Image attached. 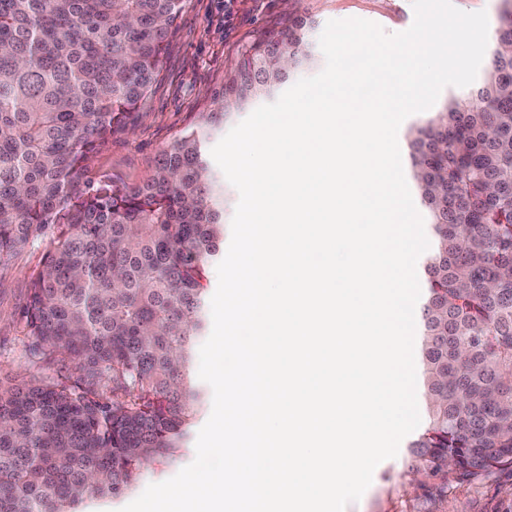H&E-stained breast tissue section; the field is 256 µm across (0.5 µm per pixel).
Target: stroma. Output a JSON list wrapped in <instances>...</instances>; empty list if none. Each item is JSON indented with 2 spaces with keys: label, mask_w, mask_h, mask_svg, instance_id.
Segmentation results:
<instances>
[{
  "label": "stroma",
  "mask_w": 512,
  "mask_h": 512,
  "mask_svg": "<svg viewBox=\"0 0 512 512\" xmlns=\"http://www.w3.org/2000/svg\"><path fill=\"white\" fill-rule=\"evenodd\" d=\"M236 9L228 25L224 0H185L145 110L133 113L96 145L89 162L90 180L107 176L127 185L143 181L160 152L195 123L199 113L211 110L213 95L223 84L224 71L239 46L286 26L289 18L311 20L315 38L331 19L363 18L390 33L408 29L414 19L411 0H237ZM51 239L48 233L40 236L0 266V390L76 372L68 361H38L26 335L30 279L40 268ZM194 458V448H186L164 471H145L132 491L109 502L89 503L86 512H120L149 484L173 477ZM413 468L412 458L402 451L381 462L369 488L347 512H512L511 473L441 481L414 474Z\"/></svg>",
  "instance_id": "obj_1"
}]
</instances>
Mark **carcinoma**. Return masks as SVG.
Listing matches in <instances>:
<instances>
[{
  "mask_svg": "<svg viewBox=\"0 0 512 512\" xmlns=\"http://www.w3.org/2000/svg\"><path fill=\"white\" fill-rule=\"evenodd\" d=\"M184 0H0V264L53 230L27 336L67 380L0 391V512H79L188 446L209 398L192 375L224 177L206 143L312 64L309 25L246 42L216 108L128 186L88 154L145 104ZM482 87L407 132L429 249L415 340L422 415L406 448L435 477L512 470V6Z\"/></svg>",
  "mask_w": 512,
  "mask_h": 512,
  "instance_id": "1",
  "label": "carcinoma"
}]
</instances>
